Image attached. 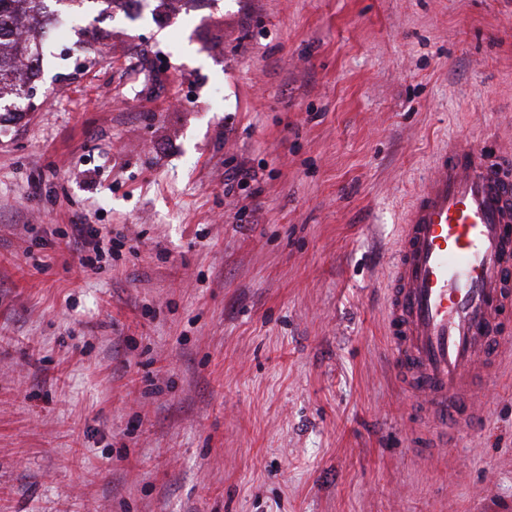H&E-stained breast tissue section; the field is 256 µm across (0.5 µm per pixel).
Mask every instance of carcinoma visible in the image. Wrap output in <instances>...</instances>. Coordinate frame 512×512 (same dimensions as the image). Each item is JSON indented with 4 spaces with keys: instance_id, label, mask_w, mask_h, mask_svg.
Segmentation results:
<instances>
[{
    "instance_id": "cac0c4a2",
    "label": "carcinoma",
    "mask_w": 512,
    "mask_h": 512,
    "mask_svg": "<svg viewBox=\"0 0 512 512\" xmlns=\"http://www.w3.org/2000/svg\"><path fill=\"white\" fill-rule=\"evenodd\" d=\"M66 1L82 4L86 0H0V112L19 109L25 90L37 68L24 69L21 62H38L39 45L31 37L16 32L17 22H27V31L46 22L54 10L51 4Z\"/></svg>"
}]
</instances>
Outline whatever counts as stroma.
Here are the masks:
<instances>
[{
  "mask_svg": "<svg viewBox=\"0 0 512 512\" xmlns=\"http://www.w3.org/2000/svg\"><path fill=\"white\" fill-rule=\"evenodd\" d=\"M193 3L69 14L0 116V512H512V355L422 454L383 321L435 152L512 156V0ZM71 236L76 240H81L85 245L92 246V251L96 255L95 259L90 256L81 258V264L85 268L96 270L98 267L95 265V261L99 262L102 256V248L100 246V231L93 228L90 224H72ZM97 259V260H96Z\"/></svg>",
  "mask_w": 512,
  "mask_h": 512,
  "instance_id": "obj_1",
  "label": "stroma"
}]
</instances>
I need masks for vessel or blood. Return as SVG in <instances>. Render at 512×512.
Returning <instances> with one entry per match:
<instances>
[{
  "mask_svg": "<svg viewBox=\"0 0 512 512\" xmlns=\"http://www.w3.org/2000/svg\"><path fill=\"white\" fill-rule=\"evenodd\" d=\"M390 362L420 411L475 419L473 392L512 340V165L467 137L439 151L392 256Z\"/></svg>",
  "mask_w": 512,
  "mask_h": 512,
  "instance_id": "obj_1",
  "label": "vessel or blood"
}]
</instances>
